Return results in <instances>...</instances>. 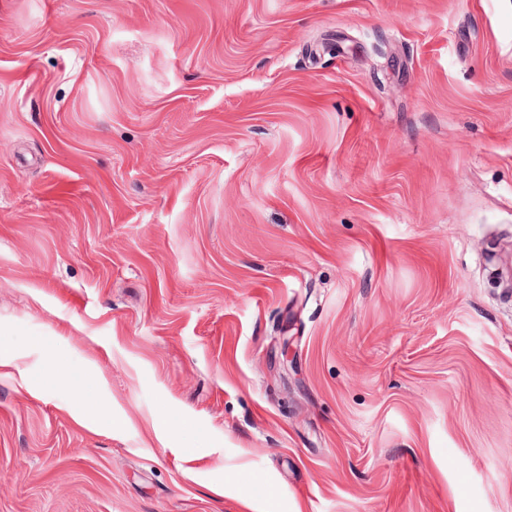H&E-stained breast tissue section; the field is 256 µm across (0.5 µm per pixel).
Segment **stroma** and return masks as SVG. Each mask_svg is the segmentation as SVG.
I'll return each instance as SVG.
<instances>
[{
  "instance_id": "1",
  "label": "stroma",
  "mask_w": 512,
  "mask_h": 512,
  "mask_svg": "<svg viewBox=\"0 0 512 512\" xmlns=\"http://www.w3.org/2000/svg\"><path fill=\"white\" fill-rule=\"evenodd\" d=\"M0 337V512H512V0H0Z\"/></svg>"
}]
</instances>
